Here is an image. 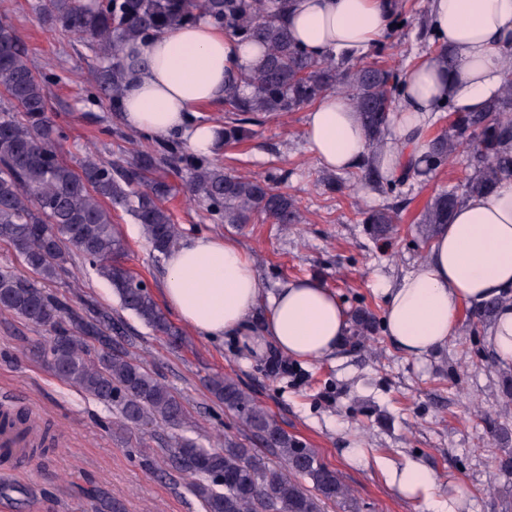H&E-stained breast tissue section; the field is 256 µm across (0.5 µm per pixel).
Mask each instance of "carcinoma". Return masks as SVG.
<instances>
[{
  "instance_id": "cac0c4a2",
  "label": "carcinoma",
  "mask_w": 512,
  "mask_h": 512,
  "mask_svg": "<svg viewBox=\"0 0 512 512\" xmlns=\"http://www.w3.org/2000/svg\"><path fill=\"white\" fill-rule=\"evenodd\" d=\"M289 0H47L46 12L65 35L86 41L106 61L90 77L97 90L120 110L125 44L146 41L178 26L206 18L226 35L259 45L263 58L241 80L252 87L249 96L224 94V142L240 140L243 124L256 123L257 113L295 112L326 92L351 97L370 147L380 149L389 135V115L399 100L405 75L397 68L361 57L313 58L295 42L282 22ZM29 51L13 25L0 19V241L8 243L22 265L38 279L0 269V312L8 313L49 336L33 346L53 373L118 412L115 424L130 434L149 425L176 427L187 410L142 362L118 346L119 322L90 300L74 305L41 283H54L69 273L73 254L106 279L124 309L157 335L179 347L182 332L171 324L143 280L121 263L125 243L112 223V211L122 209L140 224L155 259H165L180 237L173 213L164 206L173 188L156 176L163 164L183 163L189 170L188 192L221 216L226 224H247L254 218L276 224H300L295 199L272 178H249L224 171L215 158L166 156L141 149L140 135L129 143L135 162L124 165L86 158L75 170L61 156V134L50 116L44 84ZM450 116L448 130L431 138L430 151L409 165L401 176H389L365 159L362 178L391 192L410 177L442 166L457 149H469L463 188L452 186L435 195L419 221L425 240H432L450 223L459 203L487 194L512 177V71L504 72L499 92L482 104L458 109L453 102L438 107ZM398 222V209L384 206L365 214L362 223L384 235ZM506 302L496 297L478 307L479 320L493 318ZM376 329L367 310L351 318V336L360 341ZM211 397L234 412L242 425L282 467L244 445L226 441L204 448L181 438L169 449L168 460L205 512H324L327 504H346L357 512L341 474L324 465L315 452L290 435L252 395L229 375L206 379ZM26 434L31 420L22 412H0V428ZM312 482L302 487L298 478Z\"/></svg>"
}]
</instances>
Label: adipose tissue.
<instances>
[{
    "label": "adipose tissue",
    "instance_id": "ef3b65f1",
    "mask_svg": "<svg viewBox=\"0 0 512 512\" xmlns=\"http://www.w3.org/2000/svg\"><path fill=\"white\" fill-rule=\"evenodd\" d=\"M390 0H293L285 22L312 56L367 50L392 28ZM432 37L455 56L453 69L435 55L408 71L389 126L391 136L376 156L394 174L429 150L424 134L435 106L453 100L475 106L512 69V0H429ZM261 58L258 47L225 35L201 20L125 49L120 119L157 137L183 130L192 151L215 154L221 125L192 122L191 115L222 99L237 76ZM307 150L327 169L357 167L368 141L351 100L328 92L309 106ZM161 294L183 323L204 339L244 338L255 352L272 347L303 362L332 357L349 334V316L334 292L316 278L289 281L268 294L246 251L234 240L191 235L165 260ZM512 293V179L459 204L450 224L433 239L428 258L386 289L384 330L406 354L421 358L453 336L463 307ZM264 308L260 334L251 316ZM486 342L498 362L512 367V303L501 305ZM390 480L410 501L428 497L431 474L415 463L392 468Z\"/></svg>",
    "mask_w": 512,
    "mask_h": 512
}]
</instances>
